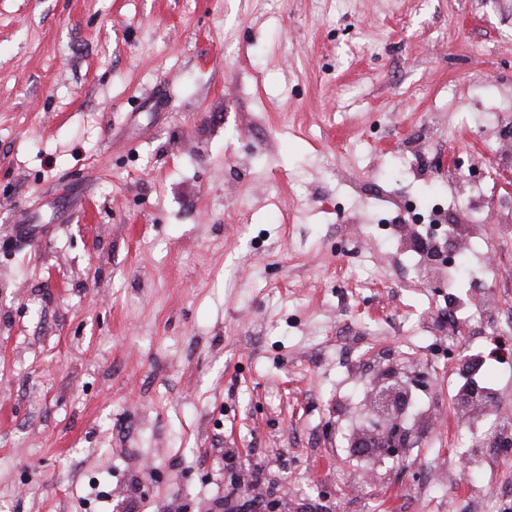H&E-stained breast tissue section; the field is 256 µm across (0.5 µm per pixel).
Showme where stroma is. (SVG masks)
<instances>
[{"instance_id": "1", "label": "stroma", "mask_w": 512, "mask_h": 512, "mask_svg": "<svg viewBox=\"0 0 512 512\" xmlns=\"http://www.w3.org/2000/svg\"><path fill=\"white\" fill-rule=\"evenodd\" d=\"M506 110L512 0H0V512H212L229 449L283 512H512V452L456 465L474 285L411 284L391 203L467 157L512 208ZM404 363L429 423L371 478ZM407 395V386L394 373L375 381L370 391L365 433L351 448H374L387 462H400L406 456L407 434L398 420Z\"/></svg>"}]
</instances>
